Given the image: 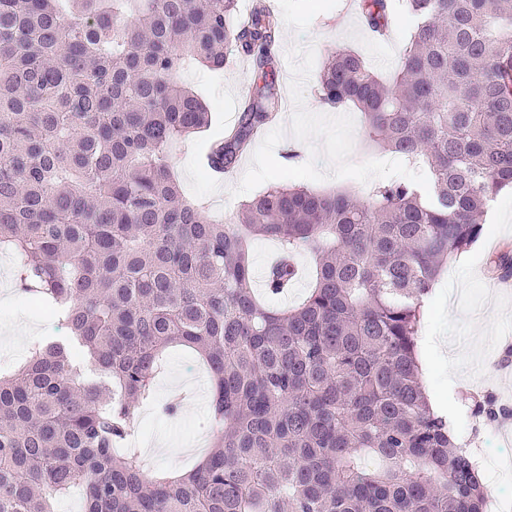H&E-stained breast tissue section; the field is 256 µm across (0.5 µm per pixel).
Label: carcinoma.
Masks as SVG:
<instances>
[{
	"instance_id": "obj_1",
	"label": "carcinoma",
	"mask_w": 512,
	"mask_h": 512,
	"mask_svg": "<svg viewBox=\"0 0 512 512\" xmlns=\"http://www.w3.org/2000/svg\"><path fill=\"white\" fill-rule=\"evenodd\" d=\"M0 0V244L22 290L56 306L72 343L38 344L0 374V512H486L468 449L430 408L417 358L443 266L512 192V0H403L414 21L395 71L328 54L331 109L356 107L378 148L417 170L367 195L272 185L230 224L187 199L168 157L206 127L182 81L244 54L253 91L207 154L228 171L281 111L269 0ZM389 28L392 0H358ZM266 276L313 285L278 310ZM210 373L216 441L181 476L145 474L122 447L165 351ZM378 466L370 469L363 459ZM278 253V246L274 241L257 239L251 245V256L255 271L253 286L257 295L264 293L263 273L268 266V261ZM299 277L295 280L288 294L273 299V304L278 307H290L299 303L308 293L311 284L312 260L309 256L301 255L297 258Z\"/></svg>"
}]
</instances>
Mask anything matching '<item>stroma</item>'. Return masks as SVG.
<instances>
[{
  "mask_svg": "<svg viewBox=\"0 0 512 512\" xmlns=\"http://www.w3.org/2000/svg\"><path fill=\"white\" fill-rule=\"evenodd\" d=\"M281 16L277 86L288 101L282 120L258 139L236 168L218 178L208 177L202 161L210 145L221 138L238 116L251 90L250 61L234 60L218 71L187 67L184 80L211 108V124L182 140L171 164L184 194L198 201L213 218L232 217L240 204L274 184L304 185L316 190L349 188L362 191L371 182L406 174L401 161L375 170L380 152L369 146L362 116L354 108L334 111L325 106L317 77L329 51L347 48L379 67L393 68L408 43L412 25L395 14L391 38L372 39L348 0H271ZM486 231L461 260L452 261L439 277L451 288L450 298L429 297L418 345L428 371L422 380L427 393L451 399V425L470 450L480 451L487 490L512 496V439L502 437L507 423L478 412L481 404L512 413V377L501 367L512 349V287L497 284V259L512 255V194L491 203ZM16 253L0 245V359L21 361L37 342L61 341L70 331L47 311L28 306L19 291ZM444 337L448 361H437L426 340ZM206 366L193 350L169 348L154 383L152 400L141 420L148 439L167 436L185 447L211 433L208 404L210 384L201 375ZM465 374L468 388L449 391L451 372Z\"/></svg>",
  "mask_w": 512,
  "mask_h": 512,
  "instance_id": "1",
  "label": "stroma"
}]
</instances>
